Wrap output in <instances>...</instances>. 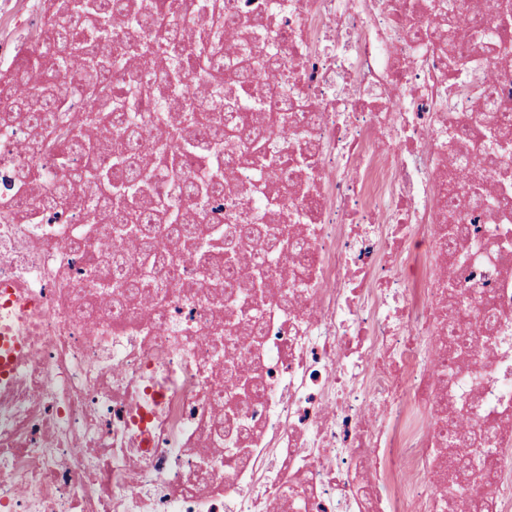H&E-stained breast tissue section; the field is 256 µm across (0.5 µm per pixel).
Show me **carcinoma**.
<instances>
[{"label":"carcinoma","mask_w":512,"mask_h":512,"mask_svg":"<svg viewBox=\"0 0 512 512\" xmlns=\"http://www.w3.org/2000/svg\"><path fill=\"white\" fill-rule=\"evenodd\" d=\"M148 5L132 0H63L55 10L68 13L67 27L49 20L31 30L26 41L35 55L23 60L15 70L20 88L18 96L0 107V126L34 122L52 127L54 137L47 147L59 154L57 171L42 190L43 199L29 197L26 174L20 173L17 205L25 210L32 204L49 209L47 217L57 220L79 184L90 189L82 204L90 208H109L113 224H129L135 250L143 262H165L169 250L162 239L191 243L201 250L202 228L193 222V201H204L231 190V176L242 163L253 167L257 184L253 194L269 193L276 179L288 188L294 185L300 165L284 158L268 173L272 153L270 141L285 122L291 107L289 75L282 69L277 53L266 57L248 49L224 67L226 51L236 38L259 27L247 23L226 0H182L172 17L162 26L141 16ZM109 18L136 36L137 50L128 44L108 47V30L96 29V22ZM489 18L453 16L433 25L417 28L423 34H437L440 25L448 27V41L476 34ZM71 69L81 71L79 95L97 107L72 122L60 107V87L56 76ZM123 74L117 90L110 91V76ZM191 77L212 87L216 96L196 97L183 92V79ZM269 101L260 116L244 112L248 101ZM224 113V125L214 122L212 113ZM155 126L165 138L175 142L152 145L143 141L141 128ZM122 134V141L110 138ZM187 183V200L174 199L143 210L146 197L154 196L166 183ZM474 207L501 206L508 217L509 200L499 203L480 189L472 191ZM260 247L269 260L283 256L285 240L275 243L258 236L254 223L224 225V244L231 253L224 270V287L237 290L236 300L245 301L250 284L245 280L249 255L243 242ZM115 273L112 287L118 289L116 307L130 300H141L148 292L145 283L130 267L125 252H112ZM477 437L463 431L455 420L448 422V447L458 448L463 477L448 488V509L469 489L476 471L489 478L494 474L489 460L476 461L466 448Z\"/></svg>","instance_id":"carcinoma-1"}]
</instances>
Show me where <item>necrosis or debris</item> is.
Wrapping results in <instances>:
<instances>
[{"label": "necrosis or debris", "instance_id": "necrosis-or-debris-1", "mask_svg": "<svg viewBox=\"0 0 512 512\" xmlns=\"http://www.w3.org/2000/svg\"><path fill=\"white\" fill-rule=\"evenodd\" d=\"M58 0H0V101L14 96L10 75L17 25L39 24ZM505 0H231L259 18L251 48L285 44L294 103L285 135L314 143L301 170L295 225L308 262L296 279L269 263V305L257 343L240 341L264 390L230 406L224 375L228 323L251 314L224 295L223 237L212 266L171 244L172 263L147 272L165 295L152 306H112L104 264L73 249L111 251L115 225L70 205L60 220L26 221L16 206L21 169L49 168L29 126L0 128V346H17L14 371L0 380V512H441L447 493L446 425L435 399L474 402L470 430L496 449L498 473L512 475V263L501 243L512 224L466 206L456 176L458 126L484 114L472 91L495 71L493 140L512 146V56L482 43L428 41L411 19L439 5L497 15ZM465 67L449 72V58ZM351 80L354 100L337 97ZM246 183L200 218L230 224L258 209ZM470 224L453 277L431 256L447 257L449 223ZM425 238L427 254L407 258L410 277L387 265V227ZM461 288L459 319L476 325L482 308L499 316L495 342L453 363L437 361L448 326L449 281ZM300 301L281 312V295ZM97 317L83 316L88 302ZM387 409L378 425L368 411Z\"/></svg>", "mask_w": 512, "mask_h": 512}]
</instances>
